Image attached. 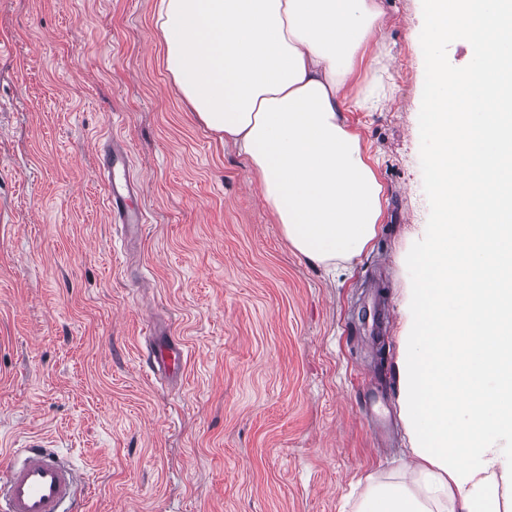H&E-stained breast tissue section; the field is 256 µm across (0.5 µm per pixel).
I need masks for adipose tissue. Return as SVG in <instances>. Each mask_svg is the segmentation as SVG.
Wrapping results in <instances>:
<instances>
[{
  "label": "adipose tissue",
  "instance_id": "adipose-tissue-1",
  "mask_svg": "<svg viewBox=\"0 0 512 512\" xmlns=\"http://www.w3.org/2000/svg\"><path fill=\"white\" fill-rule=\"evenodd\" d=\"M422 125L435 204L396 370L402 478L358 512H512V0H427ZM380 0H159L167 68L198 119L238 146L291 245L333 267L378 233L384 188L343 113L376 108L387 63L345 89ZM466 43L481 74L449 69Z\"/></svg>",
  "mask_w": 512,
  "mask_h": 512
}]
</instances>
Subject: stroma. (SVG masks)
<instances>
[{"mask_svg": "<svg viewBox=\"0 0 512 512\" xmlns=\"http://www.w3.org/2000/svg\"><path fill=\"white\" fill-rule=\"evenodd\" d=\"M382 5L388 100L343 118L384 215L330 276L173 85L157 0H0V454L46 437L79 512H356L398 474L400 257L432 221L425 0ZM106 139L143 182L132 236L109 221ZM151 322L188 352L178 379L149 369Z\"/></svg>", "mask_w": 512, "mask_h": 512, "instance_id": "35a3bbf8", "label": "stroma"}]
</instances>
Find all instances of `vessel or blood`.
<instances>
[{
  "label": "vessel or blood",
  "mask_w": 512,
  "mask_h": 512,
  "mask_svg": "<svg viewBox=\"0 0 512 512\" xmlns=\"http://www.w3.org/2000/svg\"><path fill=\"white\" fill-rule=\"evenodd\" d=\"M98 154V172L107 186L111 218L124 227L140 228L147 218L131 205L140 189L126 154L109 146L99 147ZM151 352L158 375L173 374L185 359V350L175 339L153 344ZM75 501V476L69 461L36 437L14 449L10 466L0 476V512H74Z\"/></svg>",
  "instance_id": "obj_1"
}]
</instances>
